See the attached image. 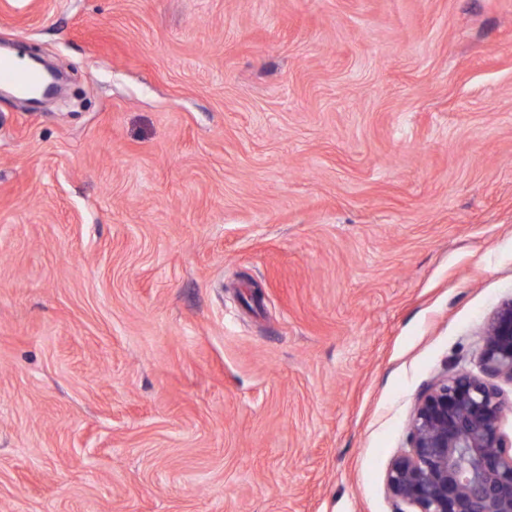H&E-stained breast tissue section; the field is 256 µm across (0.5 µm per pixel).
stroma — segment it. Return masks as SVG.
<instances>
[{
    "instance_id": "35a3bbf8",
    "label": "stroma",
    "mask_w": 512,
    "mask_h": 512,
    "mask_svg": "<svg viewBox=\"0 0 512 512\" xmlns=\"http://www.w3.org/2000/svg\"><path fill=\"white\" fill-rule=\"evenodd\" d=\"M0 512H395L512 297V0H0ZM260 301H253V293ZM0 81L9 82L20 93L31 94L41 85L42 76L28 69L19 60L1 56Z\"/></svg>"
}]
</instances>
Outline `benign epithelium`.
Listing matches in <instances>:
<instances>
[{"instance_id": "7a95c632", "label": "benign epithelium", "mask_w": 512, "mask_h": 512, "mask_svg": "<svg viewBox=\"0 0 512 512\" xmlns=\"http://www.w3.org/2000/svg\"><path fill=\"white\" fill-rule=\"evenodd\" d=\"M479 373L456 371L428 386L413 409L407 448L385 476L397 512H512V444L496 384H512V298L481 336Z\"/></svg>"}]
</instances>
